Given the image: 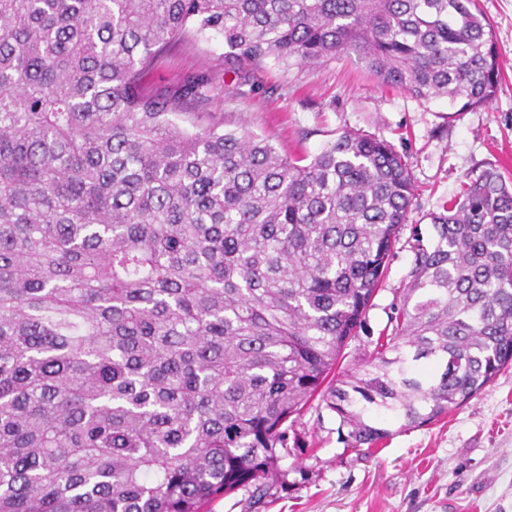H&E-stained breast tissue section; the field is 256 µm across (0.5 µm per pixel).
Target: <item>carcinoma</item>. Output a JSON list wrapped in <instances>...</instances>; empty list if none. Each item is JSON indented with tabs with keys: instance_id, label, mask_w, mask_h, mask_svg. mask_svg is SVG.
I'll list each match as a JSON object with an SVG mask.
<instances>
[{
	"instance_id": "carcinoma-1",
	"label": "carcinoma",
	"mask_w": 512,
	"mask_h": 512,
	"mask_svg": "<svg viewBox=\"0 0 512 512\" xmlns=\"http://www.w3.org/2000/svg\"><path fill=\"white\" fill-rule=\"evenodd\" d=\"M192 32L224 74L363 60L461 109L501 82L476 0H0V512H208L252 504L316 397L370 453L512 365V186L467 176L430 214L372 350L412 212L383 139L283 155L208 116L209 69L143 80Z\"/></svg>"
}]
</instances>
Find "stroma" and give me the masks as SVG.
<instances>
[{
    "instance_id": "obj_1",
    "label": "stroma",
    "mask_w": 512,
    "mask_h": 512,
    "mask_svg": "<svg viewBox=\"0 0 512 512\" xmlns=\"http://www.w3.org/2000/svg\"><path fill=\"white\" fill-rule=\"evenodd\" d=\"M478 7L496 32L502 84L491 104L466 112L444 97L421 102L380 85L352 55L317 66L271 62L257 74L258 89L235 92L216 33L177 41L145 85L168 86L208 68L220 81L202 109L223 117L225 129L247 127L285 154L315 155L345 130L393 145L409 165L415 199L368 313L376 332L405 285L414 231L424 243L433 240L429 213L458 194L467 176L490 168L512 175V0H478ZM338 427L336 415L312 401L271 503L249 510L239 492L216 500L213 512H512V366L437 422L394 430L373 455L347 451Z\"/></svg>"
}]
</instances>
